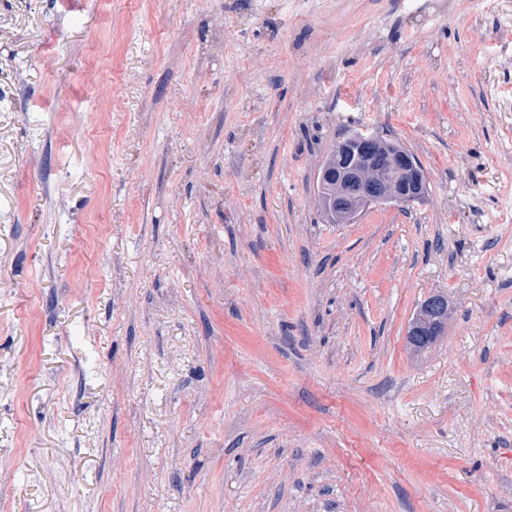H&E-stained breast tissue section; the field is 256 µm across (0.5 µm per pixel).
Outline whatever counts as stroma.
<instances>
[{
  "instance_id": "1",
  "label": "stroma",
  "mask_w": 512,
  "mask_h": 512,
  "mask_svg": "<svg viewBox=\"0 0 512 512\" xmlns=\"http://www.w3.org/2000/svg\"><path fill=\"white\" fill-rule=\"evenodd\" d=\"M509 44L512 0H0V512H512ZM366 131L428 191L326 223ZM448 306L440 312H432L424 302L412 319L408 341L416 352L428 349L443 333L448 321Z\"/></svg>"
}]
</instances>
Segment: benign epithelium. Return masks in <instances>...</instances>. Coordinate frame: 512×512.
I'll list each match as a JSON object with an SVG mask.
<instances>
[{
  "mask_svg": "<svg viewBox=\"0 0 512 512\" xmlns=\"http://www.w3.org/2000/svg\"><path fill=\"white\" fill-rule=\"evenodd\" d=\"M374 140L375 137L369 135L337 146L336 153L340 156V165L336 168L337 208L344 209L355 199L369 206L385 191L396 204L411 203L422 193L427 181L426 171L408 152L390 160L395 174L389 187H383L384 175L379 174L373 178L366 174L365 166L356 162V158L362 152V146Z\"/></svg>",
  "mask_w": 512,
  "mask_h": 512,
  "instance_id": "obj_1",
  "label": "benign epithelium"
}]
</instances>
